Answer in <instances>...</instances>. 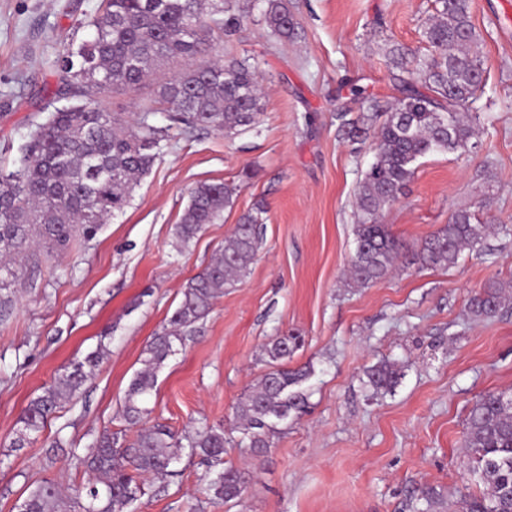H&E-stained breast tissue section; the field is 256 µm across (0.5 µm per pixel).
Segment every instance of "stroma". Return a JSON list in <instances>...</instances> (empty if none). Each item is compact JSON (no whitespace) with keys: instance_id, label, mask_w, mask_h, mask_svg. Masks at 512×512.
<instances>
[{"instance_id":"obj_1","label":"stroma","mask_w":512,"mask_h":512,"mask_svg":"<svg viewBox=\"0 0 512 512\" xmlns=\"http://www.w3.org/2000/svg\"><path fill=\"white\" fill-rule=\"evenodd\" d=\"M100 0H0V168L13 169L33 122L56 87L53 63L78 20ZM292 40L275 37L261 8L228 46L266 89L258 128L227 137L153 124L169 140L130 203L96 237L27 265L12 309L0 315V512H16L42 480L84 479L74 451L103 430L121 431L127 387L145 350L182 299L184 285L223 246L240 216L264 202L262 247L250 274L225 291L185 347L157 376L144 426L184 435L223 426L226 464L246 481L230 503L209 500L203 465L182 458L167 483L151 485L136 512H413L420 487L436 490L431 512L473 493L462 442L480 395L512 392V307L475 318L469 300L512 280V0H471L484 59L476 106L494 121L468 151L422 159L381 221L421 243L460 209L490 225L479 251L442 269L402 256L365 287L346 279L355 251L354 201L374 160L373 139L338 130L337 96L364 89L378 109L402 96L387 42L425 50L434 0H290ZM234 187V205L188 245L175 237L190 192ZM297 333L303 346L282 367L306 368L308 408L278 426L260 456L239 446L234 408L271 368L267 347ZM108 353L77 397L37 439L14 447L29 401L58 372L91 352ZM400 368L396 387L374 392L370 367ZM61 439L48 453L45 444Z\"/></svg>"}]
</instances>
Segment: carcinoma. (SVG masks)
<instances>
[{"mask_svg":"<svg viewBox=\"0 0 512 512\" xmlns=\"http://www.w3.org/2000/svg\"><path fill=\"white\" fill-rule=\"evenodd\" d=\"M267 25L281 38L294 35L296 22L285 0H263ZM436 13L425 22L422 36L433 52L409 67V50L393 43L386 65L404 95L384 111L374 129L337 114L339 131L352 140L371 134L375 160L359 182L356 193V250L348 277L365 286L384 277L407 249L380 222L384 209L404 193L417 162L434 153L468 148L481 122L474 103L482 88L483 60L479 38L471 21L470 0H436ZM83 26L92 30L56 61V96L66 105L34 124L21 146L18 166L0 170V312L13 302L10 288L22 278L16 260L44 250L63 251L92 239L112 215L130 201L137 182L147 175L168 138V129L149 122L157 108L150 104L137 122L102 108L98 99L117 92H134L157 76L171 59L183 60L181 74L158 84L157 103L171 119L195 128L232 137L255 129L264 111V95L256 68L246 59L224 58L223 37L242 26V17L214 0H101ZM423 83L428 93L420 92ZM235 189L224 183H203L190 194L179 224L178 240L186 245L207 224L217 223L233 204ZM262 209L242 215L213 260L182 292V299L145 350L143 368L131 380L122 417L136 429L132 441L103 431L78 457L88 480L74 491L54 480L34 484L17 512H125L142 492L139 480L162 483L182 449L207 467V494L226 503L245 491V479L224 465L227 442L222 426L204 425L181 438L157 425L141 428L149 414L145 399L157 382V372L178 347L196 332L224 289L243 281L259 248ZM467 210L425 240L415 253L426 267L446 268L465 249L480 244L485 225L474 223ZM512 292V284L488 283L470 299L477 318L495 316ZM299 336L276 338L267 348L273 362L299 348ZM101 349L64 370L21 415L24 434L41 431L62 404L72 399L104 359ZM309 376L302 369L276 368L259 380L235 407L238 428L252 452L270 447L279 423L307 406V394L298 389ZM374 391H392L399 373L392 363L367 371ZM463 448L468 469L483 485L479 495L458 501V512H512V398L488 392L472 407L466 422Z\"/></svg>","mask_w":512,"mask_h":512,"instance_id":"obj_1","label":"carcinoma"}]
</instances>
